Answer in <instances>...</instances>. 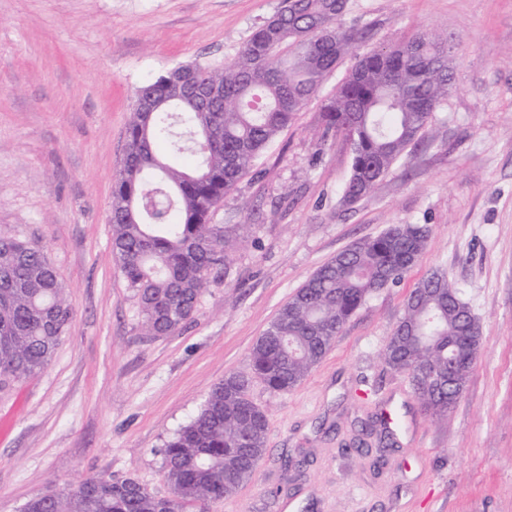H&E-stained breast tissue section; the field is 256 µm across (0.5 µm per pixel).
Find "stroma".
I'll use <instances>...</instances> for the list:
<instances>
[{
    "instance_id": "1",
    "label": "stroma",
    "mask_w": 512,
    "mask_h": 512,
    "mask_svg": "<svg viewBox=\"0 0 512 512\" xmlns=\"http://www.w3.org/2000/svg\"><path fill=\"white\" fill-rule=\"evenodd\" d=\"M282 0H0V236L36 241L73 322L50 364L0 386V512L48 486L133 477L170 487L162 450L323 263L391 224L429 243L374 293L288 392L254 384L268 415L251 481L206 512H512V0H347L358 36L335 72L212 215L242 227L194 319L147 336L112 257V183L144 83L223 67ZM423 32L453 46L454 84L425 135L352 206L349 141L321 106L359 56ZM440 270L481 328L447 419L422 411L382 352L416 282ZM399 406L386 442L376 418Z\"/></svg>"
}]
</instances>
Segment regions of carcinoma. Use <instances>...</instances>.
<instances>
[{
    "mask_svg": "<svg viewBox=\"0 0 512 512\" xmlns=\"http://www.w3.org/2000/svg\"><path fill=\"white\" fill-rule=\"evenodd\" d=\"M346 0H285L234 61L196 65L224 89V111L173 100L159 76L138 88L155 112L132 113L112 185V253L140 308L146 336H170L194 318L211 271L227 266L228 227L210 223L224 194L317 94L356 35L336 28ZM448 37L418 34L362 57L321 109L326 132L348 139L353 164L343 201L369 195L425 133L448 98ZM430 228L392 224L319 267L280 308L249 353L250 371L229 373L164 450L171 492L129 477H92L88 490L48 488L23 512H193L250 481L266 452L268 416L253 382L298 386L373 293L399 284L427 248ZM72 308L41 244L0 237V385L42 371L69 330ZM480 328L438 271L410 292L383 351L407 376L423 411L441 420L463 393Z\"/></svg>",
    "mask_w": 512,
    "mask_h": 512,
    "instance_id": "obj_1",
    "label": "carcinoma"
}]
</instances>
